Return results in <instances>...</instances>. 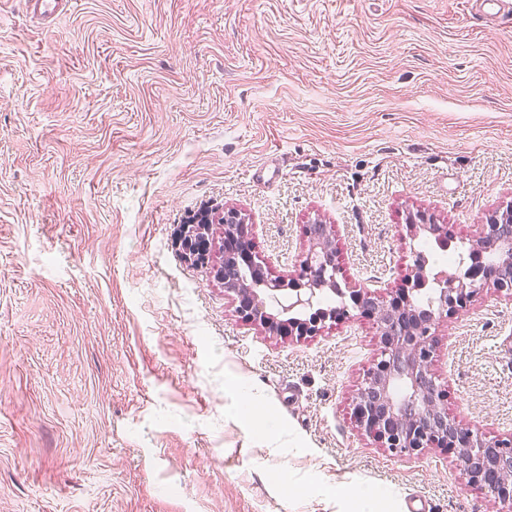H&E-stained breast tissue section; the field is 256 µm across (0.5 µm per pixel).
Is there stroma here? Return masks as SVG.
<instances>
[{
  "label": "stroma",
  "mask_w": 512,
  "mask_h": 512,
  "mask_svg": "<svg viewBox=\"0 0 512 512\" xmlns=\"http://www.w3.org/2000/svg\"><path fill=\"white\" fill-rule=\"evenodd\" d=\"M512 204V22L470 0H0V512H494L453 452L391 456L352 399L370 320L244 322L193 215L234 208L273 274L332 225L398 288L425 211L470 244ZM448 411L512 434V296L436 330ZM274 428L259 431L240 384ZM70 3V0H28V9L43 25L51 26Z\"/></svg>",
  "instance_id": "35a3bbf8"
}]
</instances>
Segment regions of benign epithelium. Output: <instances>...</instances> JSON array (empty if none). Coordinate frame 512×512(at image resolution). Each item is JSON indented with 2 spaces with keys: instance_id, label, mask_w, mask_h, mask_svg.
Segmentation results:
<instances>
[{
  "instance_id": "7a95c632",
  "label": "benign epithelium",
  "mask_w": 512,
  "mask_h": 512,
  "mask_svg": "<svg viewBox=\"0 0 512 512\" xmlns=\"http://www.w3.org/2000/svg\"><path fill=\"white\" fill-rule=\"evenodd\" d=\"M191 223L201 225L206 244L213 225L222 226L224 266L217 278L239 302L240 317L264 333L301 340L338 321H373L378 348L354 399L357 425L394 456L453 451L466 486L512 508V436L487 437L448 414L445 390L437 384L435 345L436 328L448 315L491 291L512 292V204L489 216L464 267L434 270L416 253L406 284L388 297L350 286L328 224L303 225L308 249L290 274L274 277L238 210H206ZM406 228L413 240L425 236L448 245V225L425 211L409 214ZM329 291L340 303L324 308L321 298Z\"/></svg>"
}]
</instances>
